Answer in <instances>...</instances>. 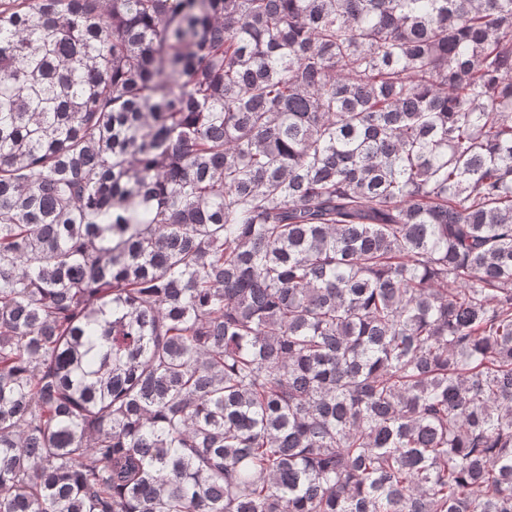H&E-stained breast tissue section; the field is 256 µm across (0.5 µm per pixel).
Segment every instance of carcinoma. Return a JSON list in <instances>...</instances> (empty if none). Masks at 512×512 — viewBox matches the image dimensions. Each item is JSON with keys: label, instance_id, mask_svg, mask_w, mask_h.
I'll return each instance as SVG.
<instances>
[{"label": "carcinoma", "instance_id": "obj_1", "mask_svg": "<svg viewBox=\"0 0 512 512\" xmlns=\"http://www.w3.org/2000/svg\"><path fill=\"white\" fill-rule=\"evenodd\" d=\"M0 512H512V0H0Z\"/></svg>", "mask_w": 512, "mask_h": 512}]
</instances>
